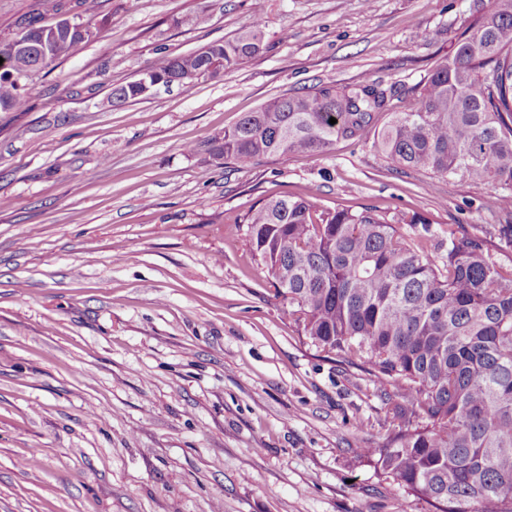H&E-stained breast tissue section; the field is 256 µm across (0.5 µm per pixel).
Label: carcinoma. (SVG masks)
Segmentation results:
<instances>
[{"instance_id":"1","label":"carcinoma","mask_w":512,"mask_h":512,"mask_svg":"<svg viewBox=\"0 0 512 512\" xmlns=\"http://www.w3.org/2000/svg\"><path fill=\"white\" fill-rule=\"evenodd\" d=\"M71 20L70 32L31 23L0 43L1 111L25 105L19 72L45 69L99 37L82 15ZM45 33L47 56L18 48ZM262 43L256 20L113 88L112 100L244 68ZM369 138L395 170L500 186L485 201L498 223L448 225L433 258L424 243L436 234L421 212L328 209L283 194L244 219L253 252L301 335L400 400L403 424L358 454L435 512H512V267L492 259L495 250L512 248V0H473L452 51L401 111H390L379 82L324 84L276 97L188 150L210 164L246 169Z\"/></svg>"}]
</instances>
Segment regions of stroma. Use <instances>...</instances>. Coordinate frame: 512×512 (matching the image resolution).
Listing matches in <instances>:
<instances>
[{
    "mask_svg": "<svg viewBox=\"0 0 512 512\" xmlns=\"http://www.w3.org/2000/svg\"><path fill=\"white\" fill-rule=\"evenodd\" d=\"M97 2L99 39L0 112V512H431L359 455L396 405L298 334L240 219L286 192L442 232L494 223L495 185L395 172L368 140L243 170L186 146L322 83L376 80L402 109L470 0ZM80 10L0 0V40ZM256 17L246 68L113 103Z\"/></svg>",
    "mask_w": 512,
    "mask_h": 512,
    "instance_id": "obj_1",
    "label": "stroma"
}]
</instances>
